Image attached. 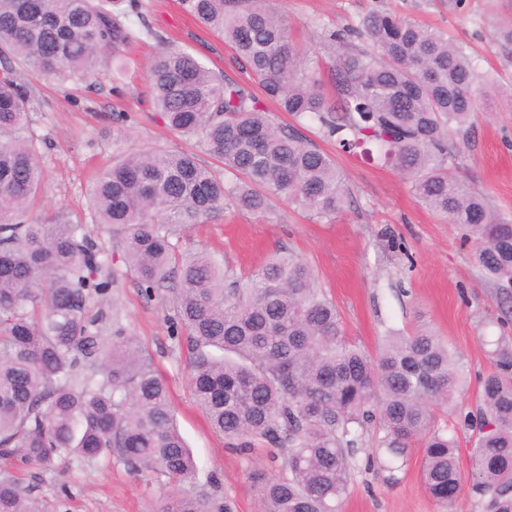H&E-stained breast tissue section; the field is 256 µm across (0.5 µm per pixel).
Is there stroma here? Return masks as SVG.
Masks as SVG:
<instances>
[{
	"label": "stroma",
	"mask_w": 512,
	"mask_h": 512,
	"mask_svg": "<svg viewBox=\"0 0 512 512\" xmlns=\"http://www.w3.org/2000/svg\"><path fill=\"white\" fill-rule=\"evenodd\" d=\"M140 3L147 30L125 47L128 71L120 84H113L108 61L100 66L92 89L78 81L21 75L31 93L29 132L46 168L31 208L41 219L61 214L74 223H90L92 181L124 150L159 144L194 153L216 174L224 172L195 140L168 130L154 117L148 63L162 42L171 41L227 79L242 82L246 76L230 47L187 14L179 0ZM268 4L287 19L292 43L308 52L329 93L334 90L335 57L323 46L325 35L357 27L371 11L414 18L467 45L490 96L468 144L460 148L455 172L482 192L494 211L512 220V43L502 38L512 29V0ZM271 118L281 126L295 125L332 155L350 191L344 210L326 220L278 200L263 214L227 209L174 236L175 254H215L244 282L276 252L292 251L335 302L348 338L372 354L388 332L433 330L461 357L468 377L467 390L438 410L439 426L456 424L460 412L479 403L478 379L491 368V340L512 338V312H502L495 286L476 266L471 250L461 245L459 227L418 203L410 183L393 168L337 151L317 122L297 121L278 111ZM94 237L114 254L108 300L168 384L178 430L198 464L200 488L216 487L218 495L236 502L238 512H257L251 475L268 472L266 449L240 455L211 429L190 392L185 350L171 336V304L143 295L107 227H95ZM378 436L374 424L362 436L342 512H444L421 483V444H413L398 469L389 472L375 455ZM24 479L35 485L51 512H155L161 499L181 491L172 482L129 474L112 456L72 458L47 473H25Z\"/></svg>",
	"instance_id": "1"
}]
</instances>
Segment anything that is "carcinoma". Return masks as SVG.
Returning a JSON list of instances; mask_svg holds the SVG:
<instances>
[{"label": "carcinoma", "instance_id": "1", "mask_svg": "<svg viewBox=\"0 0 512 512\" xmlns=\"http://www.w3.org/2000/svg\"><path fill=\"white\" fill-rule=\"evenodd\" d=\"M224 37L237 64L279 111L317 119L349 154L404 175L416 199L465 230L478 268L512 303V223L451 172L485 100L467 46L389 11L359 29L331 32L336 97L323 94L293 47L285 18L266 0H180ZM140 0H0V459L52 471L70 457L115 456L136 476L195 485L197 463L174 423L152 357L103 302L112 252L84 224L34 220L45 179L29 138L30 94L16 76L92 84L98 68L136 37ZM362 37L359 46L351 38ZM155 111L224 164L227 181L195 154L155 145L129 150L97 175L95 222L112 226L148 298L168 288L171 238L230 205L262 213L274 199L321 219L340 213L349 189L336 162L295 129L274 123L248 85L224 80L194 54L162 49L149 66ZM172 288L173 331L188 354L192 395L212 428L272 448L274 475H257L260 512H340L351 461L372 423L391 459L422 443L420 478L451 510L464 475L454 433L435 409L466 380L432 332L391 334L372 356L346 336L336 305L311 269L277 253L242 285L208 252L181 258ZM476 411L459 416L475 447L470 482L484 512H512V340L500 338L479 381ZM0 512H49L11 475ZM158 512H235L229 499L189 491Z\"/></svg>", "mask_w": 512, "mask_h": 512}]
</instances>
